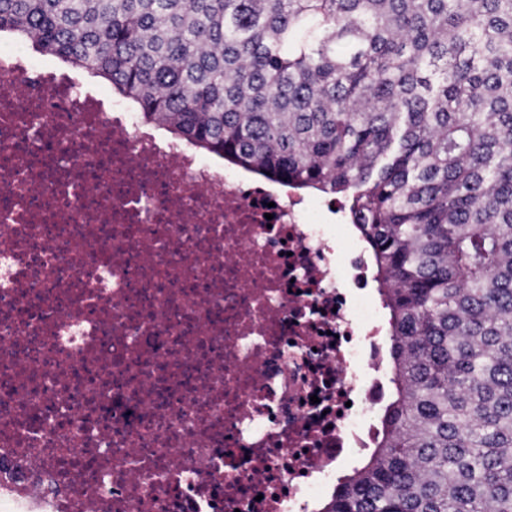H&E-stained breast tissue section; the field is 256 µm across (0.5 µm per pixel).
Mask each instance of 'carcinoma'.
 <instances>
[{
	"label": "carcinoma",
	"instance_id": "obj_1",
	"mask_svg": "<svg viewBox=\"0 0 512 512\" xmlns=\"http://www.w3.org/2000/svg\"><path fill=\"white\" fill-rule=\"evenodd\" d=\"M5 33L347 210L393 391L319 512H512V0H0Z\"/></svg>",
	"mask_w": 512,
	"mask_h": 512
}]
</instances>
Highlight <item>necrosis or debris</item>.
Segmentation results:
<instances>
[{"label": "necrosis or debris", "instance_id": "1", "mask_svg": "<svg viewBox=\"0 0 512 512\" xmlns=\"http://www.w3.org/2000/svg\"><path fill=\"white\" fill-rule=\"evenodd\" d=\"M340 212L0 51L10 512H317L388 394Z\"/></svg>", "mask_w": 512, "mask_h": 512}]
</instances>
